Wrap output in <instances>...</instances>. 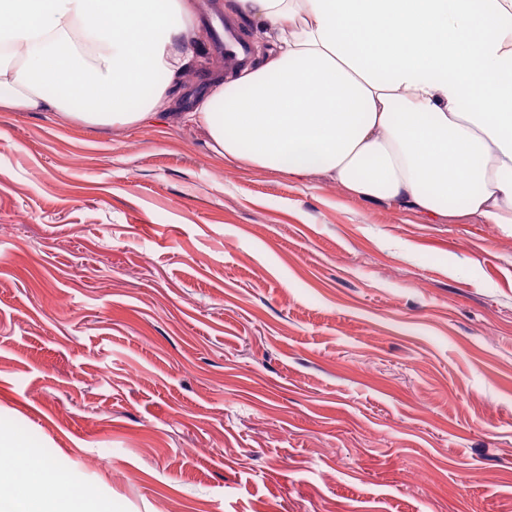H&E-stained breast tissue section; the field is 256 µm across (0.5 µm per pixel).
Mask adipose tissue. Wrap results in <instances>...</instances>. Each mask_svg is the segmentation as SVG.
<instances>
[{"mask_svg":"<svg viewBox=\"0 0 512 512\" xmlns=\"http://www.w3.org/2000/svg\"><path fill=\"white\" fill-rule=\"evenodd\" d=\"M234 14L262 63L173 115L215 157L512 225V0H235ZM204 35L197 0H0V107L153 124ZM86 494L42 459L0 466V512H75Z\"/></svg>","mask_w":512,"mask_h":512,"instance_id":"1","label":"adipose tissue"}]
</instances>
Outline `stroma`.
Here are the masks:
<instances>
[{"mask_svg": "<svg viewBox=\"0 0 512 512\" xmlns=\"http://www.w3.org/2000/svg\"><path fill=\"white\" fill-rule=\"evenodd\" d=\"M0 433L83 512H512V231L1 108Z\"/></svg>", "mask_w": 512, "mask_h": 512, "instance_id": "obj_1", "label": "stroma"}]
</instances>
